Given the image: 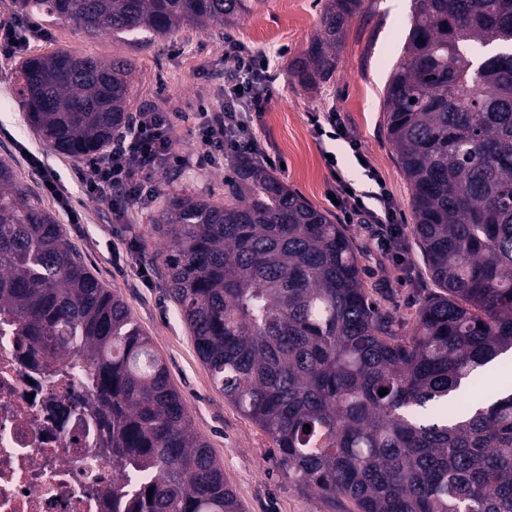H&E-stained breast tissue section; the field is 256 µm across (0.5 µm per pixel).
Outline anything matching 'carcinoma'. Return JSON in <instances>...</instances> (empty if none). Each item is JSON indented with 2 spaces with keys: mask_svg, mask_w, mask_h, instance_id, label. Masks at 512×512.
Returning <instances> with one entry per match:
<instances>
[{
  "mask_svg": "<svg viewBox=\"0 0 512 512\" xmlns=\"http://www.w3.org/2000/svg\"><path fill=\"white\" fill-rule=\"evenodd\" d=\"M15 2L88 35L163 36L230 25L263 0ZM361 6L329 0L295 64L301 86L336 70ZM132 73L124 58L58 50L22 60L14 89L48 148L84 158L127 123ZM383 120L437 287L411 331L370 301L346 226L254 160L233 163L222 204L167 197L169 291L224 398L297 487L358 512H512V391L448 407L512 349V0H413ZM0 316L32 352L85 365L112 471L152 475L112 484V512H244L124 301L2 160Z\"/></svg>",
  "mask_w": 512,
  "mask_h": 512,
  "instance_id": "obj_1",
  "label": "carcinoma"
}]
</instances>
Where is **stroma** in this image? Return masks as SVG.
I'll use <instances>...</instances> for the list:
<instances>
[{
	"instance_id": "stroma-1",
	"label": "stroma",
	"mask_w": 512,
	"mask_h": 512,
	"mask_svg": "<svg viewBox=\"0 0 512 512\" xmlns=\"http://www.w3.org/2000/svg\"><path fill=\"white\" fill-rule=\"evenodd\" d=\"M327 3L264 0L254 13L224 31L184 25L151 40L109 33L89 36L72 25L43 17L38 21L40 36L32 38L20 54L0 57V159L13 167L18 180L55 216L68 242L102 286L125 302L166 365L174 388L187 404L195 431L213 448L224 468V479L245 512L357 510L345 497L329 499L310 489L298 490L271 438L225 399L199 358L191 330L169 294L164 264L168 243L154 226L158 204L132 209L122 223H113L108 202L84 193V159L50 150L29 125L15 96L12 74L20 59L60 49L101 60L126 58L134 70L129 112L155 107L180 115L174 124V148L187 164L161 175L162 193L185 188L220 200L230 163L221 157L210 166L201 163L205 147L188 116L202 104L214 110L223 105L225 39L266 54L276 79L255 133L261 146L281 162L275 175L333 221L346 224L361 256L363 276L374 285L372 300L410 325L416 320L420 302L435 286L414 239L410 187L383 127L382 90L407 36L412 0H364L361 10L345 25L334 75L320 88L306 90L288 65L306 52L320 32ZM321 112L341 115L393 199L406 244L403 262H392L378 251L367 229L347 222L341 208L332 202L336 175L360 186L367 179L345 142H322L316 137L312 118ZM327 150L337 156L338 173H331L326 165L323 153ZM34 154L54 169L60 189L79 215L78 223H69L58 201L34 177L30 166Z\"/></svg>"
}]
</instances>
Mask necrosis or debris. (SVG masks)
Returning <instances> with one entry per match:
<instances>
[{
    "instance_id": "4bbe7bcc",
    "label": "necrosis or debris",
    "mask_w": 512,
    "mask_h": 512,
    "mask_svg": "<svg viewBox=\"0 0 512 512\" xmlns=\"http://www.w3.org/2000/svg\"><path fill=\"white\" fill-rule=\"evenodd\" d=\"M89 395L76 362L46 363L0 320V512H112Z\"/></svg>"
}]
</instances>
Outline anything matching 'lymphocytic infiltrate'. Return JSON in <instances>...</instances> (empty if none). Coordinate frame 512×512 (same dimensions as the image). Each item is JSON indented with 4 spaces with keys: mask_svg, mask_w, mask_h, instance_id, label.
Returning <instances> with one entry per match:
<instances>
[{
    "mask_svg": "<svg viewBox=\"0 0 512 512\" xmlns=\"http://www.w3.org/2000/svg\"><path fill=\"white\" fill-rule=\"evenodd\" d=\"M224 58V107L199 113L198 135L210 154L250 155L267 162L269 155L261 149L252 125L254 114L262 112L268 102L275 77L264 66L263 55L244 45L228 44ZM184 163L174 149L170 113L146 108L135 114L131 126L115 136L104 152L86 162L84 191L88 197L108 200L120 220L130 209L156 201L158 174ZM336 200L348 219L372 232L384 253L400 259L403 231L385 186L357 190L340 177Z\"/></svg>",
    "mask_w": 512,
    "mask_h": 512,
    "instance_id": "1",
    "label": "lymphocytic infiltrate"
}]
</instances>
